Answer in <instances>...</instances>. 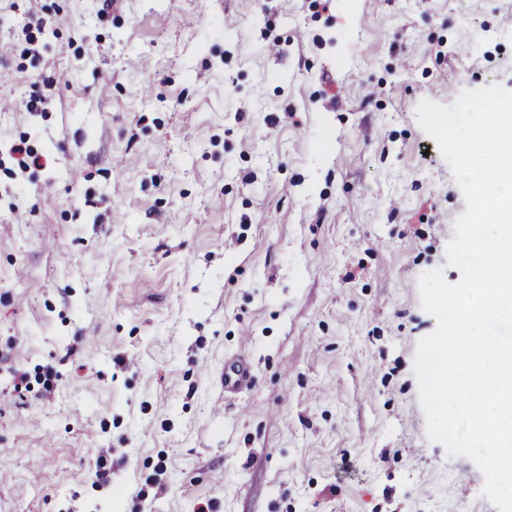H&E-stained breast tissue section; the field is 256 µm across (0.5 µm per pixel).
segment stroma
<instances>
[{"mask_svg": "<svg viewBox=\"0 0 512 512\" xmlns=\"http://www.w3.org/2000/svg\"><path fill=\"white\" fill-rule=\"evenodd\" d=\"M1 69L0 512H499L413 374L416 108L512 90V0H0Z\"/></svg>", "mask_w": 512, "mask_h": 512, "instance_id": "1", "label": "stroma"}]
</instances>
